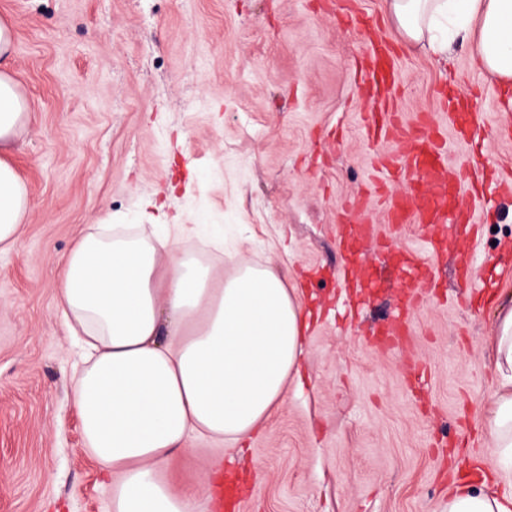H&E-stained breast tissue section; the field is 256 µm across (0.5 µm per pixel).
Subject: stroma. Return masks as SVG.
Masks as SVG:
<instances>
[{
  "instance_id": "1",
  "label": "stroma",
  "mask_w": 512,
  "mask_h": 512,
  "mask_svg": "<svg viewBox=\"0 0 512 512\" xmlns=\"http://www.w3.org/2000/svg\"><path fill=\"white\" fill-rule=\"evenodd\" d=\"M0 17L15 32L0 72L30 114L5 157L33 200L18 249L0 252V512H111L68 397L80 350L56 306L59 266L107 217L150 238L154 216L185 225L183 246L217 273L245 260L279 272L311 314L302 385L264 429L241 449L190 436L169 466L197 512H211L205 476L227 462L242 475L236 512H443L462 472L499 471L486 417L496 320L512 307V192L479 181L486 166L512 181V110L469 49L438 61L405 46L384 0H0ZM374 30L396 52L400 82L381 106L400 115L396 139L362 122ZM456 88L475 92L472 143L443 102ZM426 114L479 227L435 255L420 225L386 218L414 177L383 156ZM350 209L390 251L366 253L374 286L346 319ZM403 252L430 268L437 297L399 348H374L364 336L409 286Z\"/></svg>"
}]
</instances>
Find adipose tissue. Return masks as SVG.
Masks as SVG:
<instances>
[{"label":"adipose tissue","instance_id":"obj_1","mask_svg":"<svg viewBox=\"0 0 512 512\" xmlns=\"http://www.w3.org/2000/svg\"><path fill=\"white\" fill-rule=\"evenodd\" d=\"M398 36L447 58L470 44L472 61L512 87V0H386ZM27 104L0 74V146ZM31 207L25 183L0 158V251L17 249ZM56 304L86 352L71 400L86 452L112 476V512H193L163 471L193 434L238 443L259 430L296 378L308 329L282 277L241 264L215 278L179 237L148 240L123 224H95L58 271ZM487 427L512 470V309L495 336ZM447 512H512V498L465 482Z\"/></svg>","mask_w":512,"mask_h":512}]
</instances>
